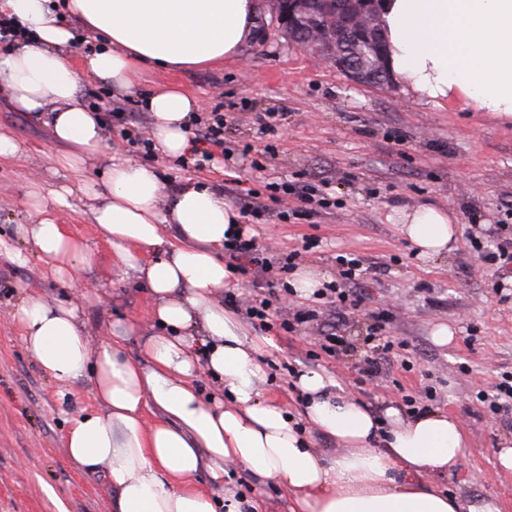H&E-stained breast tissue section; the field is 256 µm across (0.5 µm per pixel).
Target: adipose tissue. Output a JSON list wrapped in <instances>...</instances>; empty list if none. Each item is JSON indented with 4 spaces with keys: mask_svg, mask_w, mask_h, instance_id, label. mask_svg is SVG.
I'll return each instance as SVG.
<instances>
[{
    "mask_svg": "<svg viewBox=\"0 0 512 512\" xmlns=\"http://www.w3.org/2000/svg\"><path fill=\"white\" fill-rule=\"evenodd\" d=\"M260 9V0H66L60 10L51 0H0V14L32 36L0 50V84L17 110L46 117L54 139L75 146L61 158L72 168L104 147L98 112L77 97L82 78L130 91L147 66L191 70L235 58L254 38ZM381 20L388 68L414 95L512 118V0H384ZM80 30L101 43L77 64L68 48ZM144 106L160 149L173 157L188 151L195 98L174 87L146 96ZM103 186L108 199L94 221L154 295L159 334L135 358L125 351L134 326L117 323L89 345L72 305L30 297L14 318L44 374L61 383L91 379L99 408L72 419L64 446L72 464L111 487L113 512H223L228 461L284 485L290 512H462L463 502L434 481L464 455L448 414L405 418L391 407L379 418L315 370L296 379L305 395L298 417L262 398L260 343L216 301L229 277L224 243L239 229L221 196L194 185L166 195L155 171L131 160L112 164ZM393 220L424 256L455 241L447 211L420 207ZM16 233L51 275L71 277L88 258L55 217ZM202 371L223 397H203ZM149 412L157 420L148 427ZM314 429L341 452L324 457ZM203 471L211 488L195 483Z\"/></svg>",
    "mask_w": 512,
    "mask_h": 512,
    "instance_id": "obj_1",
    "label": "adipose tissue"
}]
</instances>
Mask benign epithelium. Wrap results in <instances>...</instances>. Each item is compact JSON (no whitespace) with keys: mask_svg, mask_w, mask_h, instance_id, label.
Segmentation results:
<instances>
[{"mask_svg":"<svg viewBox=\"0 0 512 512\" xmlns=\"http://www.w3.org/2000/svg\"><path fill=\"white\" fill-rule=\"evenodd\" d=\"M272 28L293 34L302 25L303 43L323 53L355 83H382L384 53L382 33L374 26L382 0H336L332 12L318 18L303 16L310 0H269ZM376 51V69L366 71L352 62L357 48Z\"/></svg>","mask_w":512,"mask_h":512,"instance_id":"obj_1","label":"benign epithelium"}]
</instances>
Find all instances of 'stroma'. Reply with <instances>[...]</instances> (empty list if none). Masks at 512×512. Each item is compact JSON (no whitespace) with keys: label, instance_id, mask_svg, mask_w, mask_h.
<instances>
[{"label":"stroma","instance_id":"stroma-1","mask_svg":"<svg viewBox=\"0 0 512 512\" xmlns=\"http://www.w3.org/2000/svg\"><path fill=\"white\" fill-rule=\"evenodd\" d=\"M168 87L193 95L203 112L224 115V146L240 162L234 182L223 164L198 172L161 150L144 154L122 136L124 124H104V148L74 168L61 166L72 148L54 141L43 120L18 111L0 87V132L20 145L0 161V238L26 254L24 263L0 254V512H112V490L67 458L63 435L71 417L94 411L90 380L61 384L45 375L28 353L13 316L35 296L80 309L82 331L97 345L117 321L135 323L141 336L155 334L156 300L134 270L100 233L94 211L104 196L83 193L85 183H103L114 162L131 159L155 168L167 189L192 184L223 194L236 204L241 191H264L271 181L329 185L334 206L301 215L289 196L273 204V216L244 217L266 257L298 250L297 270L315 273L321 286L338 278L336 256L353 253L370 272L347 313L342 334L353 355L322 349L324 326L337 314L329 296L279 293L277 312L310 307L315 321L279 334L248 328L261 340L266 372L264 396L297 413L304 395L293 375L317 370L340 385L342 395L361 401L377 416L396 407L448 412L460 425L467 454L441 483L464 503L496 501L512 512V472L500 469L496 450L512 436V401L490 408L503 377L512 376V298L502 299L498 272L487 254L493 239H512V120L476 112L464 104H431L389 84H354L322 55L272 30L259 35L231 61L188 71L145 69L136 89H109L86 77L77 94L102 112L121 110L128 122L153 135L143 97ZM111 99H104V91ZM264 158V170L251 162ZM71 189L70 208L55 217L84 244L91 261L73 279L50 275L16 227L38 215L29 204L34 189ZM432 206L454 214L456 241L448 253L424 258L401 234L394 212ZM291 210L286 220L277 211ZM383 335L397 343L381 372L361 380L374 314ZM454 333L435 341L438 326ZM224 486L241 502L240 512H289L287 489L253 478L237 463L224 465Z\"/></svg>","mask_w":512,"mask_h":512}]
</instances>
